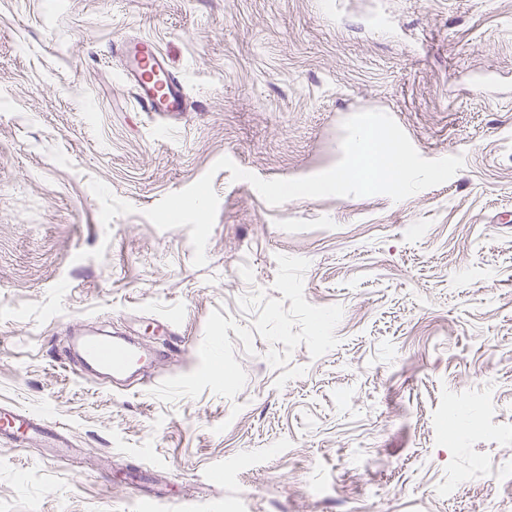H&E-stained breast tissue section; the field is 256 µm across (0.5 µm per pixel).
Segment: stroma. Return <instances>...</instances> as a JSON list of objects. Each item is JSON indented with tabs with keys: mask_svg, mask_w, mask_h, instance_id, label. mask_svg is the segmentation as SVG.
<instances>
[{
	"mask_svg": "<svg viewBox=\"0 0 512 512\" xmlns=\"http://www.w3.org/2000/svg\"><path fill=\"white\" fill-rule=\"evenodd\" d=\"M365 110L463 167L278 206L213 169L322 172ZM209 172L198 267L145 212ZM77 324L171 354L116 390L60 364ZM0 405L72 441L0 442V512H512V0H0ZM129 61L126 77L135 88L139 104L151 112L170 119H179L186 112L185 93L181 81L171 71L165 56L150 38L122 40L113 45ZM153 75L162 78L156 83Z\"/></svg>",
	"mask_w": 512,
	"mask_h": 512,
	"instance_id": "1",
	"label": "stroma"
}]
</instances>
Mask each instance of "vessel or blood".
<instances>
[{
    "label": "vessel or blood",
    "mask_w": 512,
    "mask_h": 512,
    "mask_svg": "<svg viewBox=\"0 0 512 512\" xmlns=\"http://www.w3.org/2000/svg\"><path fill=\"white\" fill-rule=\"evenodd\" d=\"M113 49L129 61L126 77L135 89L139 104L167 119H179L186 110L183 85L154 41L145 37L123 40L115 43ZM74 353L84 369L115 385L144 376L168 355L164 349H143L127 337L88 333L78 338ZM0 438L18 445L37 441L54 456L70 447L66 433L17 408L0 407Z\"/></svg>",
    "instance_id": "b4317fda"
}]
</instances>
